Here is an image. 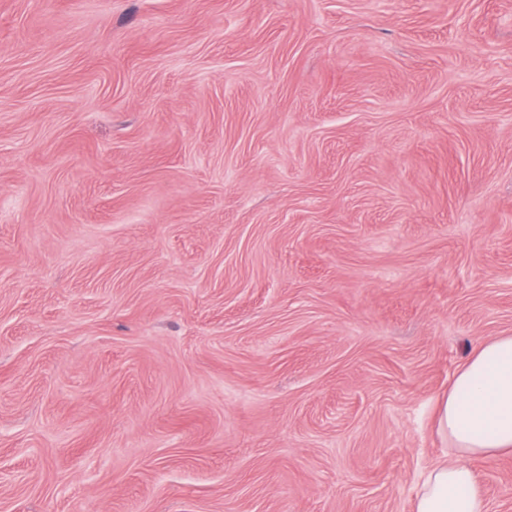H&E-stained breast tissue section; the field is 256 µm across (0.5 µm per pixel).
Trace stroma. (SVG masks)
<instances>
[{
    "label": "stroma",
    "instance_id": "35a3bbf8",
    "mask_svg": "<svg viewBox=\"0 0 512 512\" xmlns=\"http://www.w3.org/2000/svg\"><path fill=\"white\" fill-rule=\"evenodd\" d=\"M492 336L512 0H0V512H414Z\"/></svg>",
    "mask_w": 512,
    "mask_h": 512
}]
</instances>
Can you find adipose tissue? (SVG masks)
Listing matches in <instances>:
<instances>
[{"label":"adipose tissue","instance_id":"adipose-tissue-1","mask_svg":"<svg viewBox=\"0 0 512 512\" xmlns=\"http://www.w3.org/2000/svg\"><path fill=\"white\" fill-rule=\"evenodd\" d=\"M439 433L453 461L432 464L416 490V512H486L474 458L512 453V336L472 351L437 409Z\"/></svg>","mask_w":512,"mask_h":512}]
</instances>
